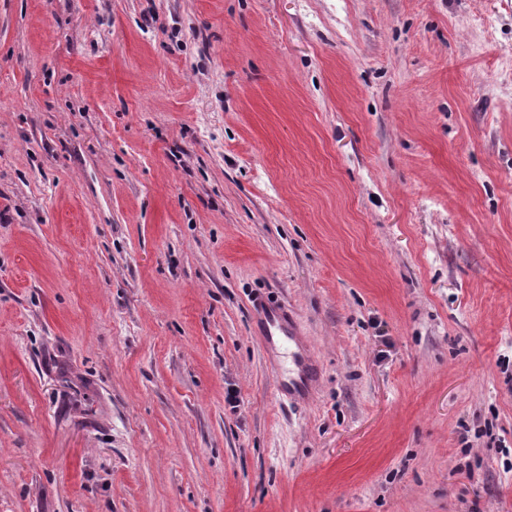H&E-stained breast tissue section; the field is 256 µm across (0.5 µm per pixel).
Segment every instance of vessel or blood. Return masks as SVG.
Listing matches in <instances>:
<instances>
[{"instance_id": "obj_1", "label": "vessel or blood", "mask_w": 512, "mask_h": 512, "mask_svg": "<svg viewBox=\"0 0 512 512\" xmlns=\"http://www.w3.org/2000/svg\"><path fill=\"white\" fill-rule=\"evenodd\" d=\"M255 319L267 346L283 340L292 354L291 372L275 377L277 395L293 402L309 401L319 383L321 368L301 334L295 315L284 305L261 300L256 304Z\"/></svg>"}]
</instances>
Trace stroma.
Wrapping results in <instances>:
<instances>
[{
  "label": "stroma",
  "mask_w": 512,
  "mask_h": 512,
  "mask_svg": "<svg viewBox=\"0 0 512 512\" xmlns=\"http://www.w3.org/2000/svg\"><path fill=\"white\" fill-rule=\"evenodd\" d=\"M0 512H512V0H0ZM256 324L268 347L279 341H288L293 368L288 378L275 372L277 395L293 402H307L316 391L321 368L302 336L295 315L284 305L260 300L256 304Z\"/></svg>",
  "instance_id": "1"
}]
</instances>
